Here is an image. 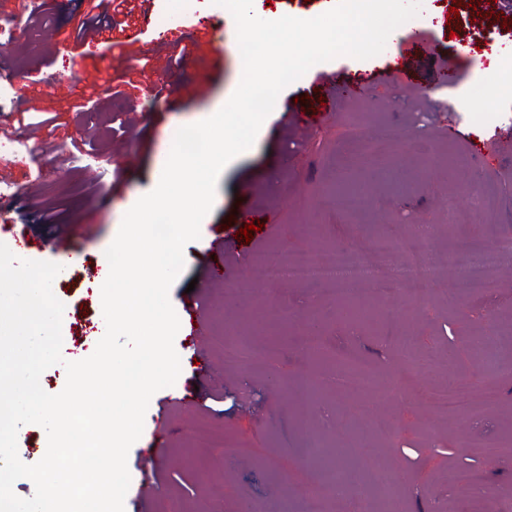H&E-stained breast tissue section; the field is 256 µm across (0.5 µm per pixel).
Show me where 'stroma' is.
Instances as JSON below:
<instances>
[{"label": "stroma", "mask_w": 512, "mask_h": 512, "mask_svg": "<svg viewBox=\"0 0 512 512\" xmlns=\"http://www.w3.org/2000/svg\"><path fill=\"white\" fill-rule=\"evenodd\" d=\"M336 0H253L262 18L309 19ZM433 20L414 38L418 19L402 24L393 51L360 60L340 56L311 67L279 94L254 145L222 171L211 212L200 237L184 247L185 267L169 298L180 315L174 347L181 372L173 386L150 399L141 437L128 454L131 484L124 512H167L180 500L184 512H376L364 473L352 462L366 448L389 463L402 482L395 512H512V457L491 446L512 437V252L503 254L496 278L471 294H457L447 272L421 294L381 299L362 288L378 309L371 319L350 322L336 308L334 285L297 282L254 287L255 302H243L237 281L252 263L313 248L329 260L336 248L356 251L383 266L379 248L396 231L398 259L447 261L461 241L486 248L512 236V103L500 100L499 68L512 61V25L505 10L487 12L484 0H427ZM458 16H449L450 7ZM152 15L165 14L170 29L198 23L214 26L216 44L188 45L189 60L175 64L177 48L161 44L160 30L132 29L140 67L115 57L98 41L77 38L82 0H47L44 14L15 44L34 63L13 82L0 81V129L23 138L34 151L22 167L0 166V181L16 192L10 231L33 237L30 260L54 261L51 246L65 235L78 261L55 278L63 302L62 353L71 361L89 357L103 336L100 311L88 301L95 259L114 240L125 213L161 178L160 156L171 150L169 134L208 118L240 83L243 62L236 30L212 0H152ZM57 33L48 48L46 30ZM83 55L80 78L70 58ZM405 66L399 79L376 81L395 59ZM107 61L118 95L93 93L99 61ZM453 70L448 87L438 74ZM169 71L176 95L152 99L140 84L142 72ZM364 81L358 99H340L332 114L321 112L325 77ZM204 85L205 94L195 92ZM430 87L428 97H415ZM308 119L306 129L293 121ZM485 142L483 159L467 142ZM107 167L114 179L102 183L78 171L77 163ZM357 180L369 194L357 208L338 207L344 183ZM496 189L498 205L476 211V196ZM277 209L278 221L265 223ZM262 222L249 243L235 237L244 222ZM222 250L221 275H210L212 250ZM195 304L204 324L193 333L182 313ZM414 337L434 357L429 368L411 367L394 341ZM251 341L263 358L249 368L226 365V336ZM377 375L378 394L364 395L336 377L338 359ZM494 379V397L476 418L461 407L443 409L436 397L455 386L478 394ZM168 440L153 471L142 458L160 431ZM224 445H210L213 432ZM327 437L330 455L345 463L347 494L321 499L319 477L305 459L308 445Z\"/></svg>", "instance_id": "1"}]
</instances>
